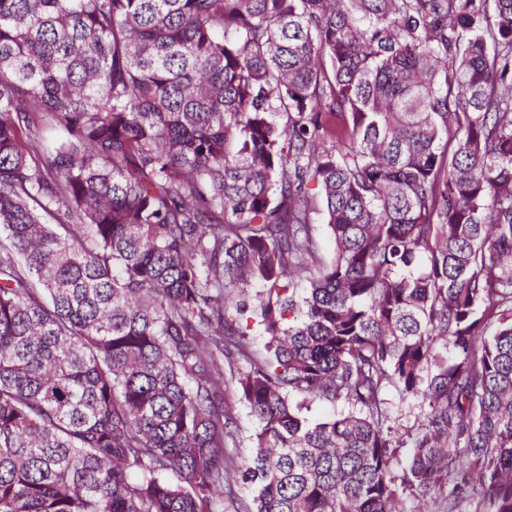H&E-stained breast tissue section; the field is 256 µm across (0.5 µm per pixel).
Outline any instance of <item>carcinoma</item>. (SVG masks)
<instances>
[{
	"instance_id": "cac0c4a2",
	"label": "carcinoma",
	"mask_w": 512,
	"mask_h": 512,
	"mask_svg": "<svg viewBox=\"0 0 512 512\" xmlns=\"http://www.w3.org/2000/svg\"><path fill=\"white\" fill-rule=\"evenodd\" d=\"M230 466L238 512H512V0H0V512ZM224 396L238 426L235 447L224 448V452L235 463H238L240 458L249 453L250 449L254 446L252 436L254 424L247 404L240 398L235 382L231 380L228 368L224 370ZM390 399L392 402V414L396 418V422L399 424L402 432L419 421L422 413L416 400L407 399L399 401L397 396L394 395Z\"/></svg>"
}]
</instances>
